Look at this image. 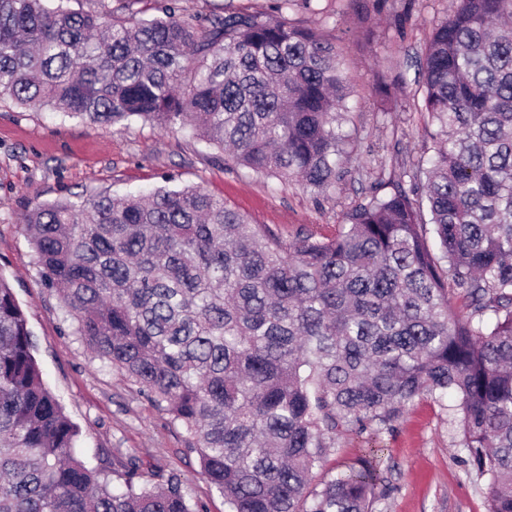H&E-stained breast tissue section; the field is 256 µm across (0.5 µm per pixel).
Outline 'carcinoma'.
<instances>
[{
	"instance_id": "1",
	"label": "carcinoma",
	"mask_w": 512,
	"mask_h": 512,
	"mask_svg": "<svg viewBox=\"0 0 512 512\" xmlns=\"http://www.w3.org/2000/svg\"><path fill=\"white\" fill-rule=\"evenodd\" d=\"M298 1L313 2L204 26L128 0L124 16L0 0V99L106 127L178 123L230 168L326 194L349 175L352 88L336 45L288 17ZM418 86L431 154L332 237L284 239L199 186L22 218L72 335L191 435L225 512H373L383 449L312 488L328 449L450 394L486 512H512V0H456ZM35 350L0 276V512H207L134 459L112 489Z\"/></svg>"
}]
</instances>
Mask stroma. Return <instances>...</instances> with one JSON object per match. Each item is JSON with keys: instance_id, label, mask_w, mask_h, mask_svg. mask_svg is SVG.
Segmentation results:
<instances>
[{"instance_id": "stroma-1", "label": "stroma", "mask_w": 512, "mask_h": 512, "mask_svg": "<svg viewBox=\"0 0 512 512\" xmlns=\"http://www.w3.org/2000/svg\"><path fill=\"white\" fill-rule=\"evenodd\" d=\"M181 14L207 21L224 8L273 12L276 0H177ZM320 13L296 6L290 17L335 43L353 86L345 125L351 174L318 197L294 183L225 166L217 151L180 126L93 125L49 109L0 102V276L34 334L44 379L81 429L82 447L110 475L115 455L136 457L146 480L180 476L191 500L224 512V499L200 473L187 432L112 367L92 359L54 291L42 288L32 245L21 229L27 210L75 195L203 187L252 223L285 239L336 234L347 212L374 191L388 193L428 144V117L414 82L433 27L453 0H320ZM457 419L430 398L411 406L384 447L387 493L375 512H486L482 486L467 473Z\"/></svg>"}]
</instances>
